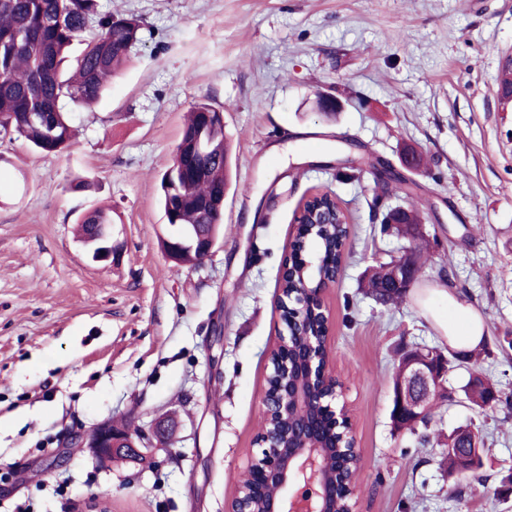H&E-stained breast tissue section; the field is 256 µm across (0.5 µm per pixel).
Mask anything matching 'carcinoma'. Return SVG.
<instances>
[{"label":"carcinoma","mask_w":512,"mask_h":512,"mask_svg":"<svg viewBox=\"0 0 512 512\" xmlns=\"http://www.w3.org/2000/svg\"><path fill=\"white\" fill-rule=\"evenodd\" d=\"M140 20L102 10L99 0H0V132H15L36 149L57 153L67 148L73 137L70 112L97 102L107 83L124 67L131 49L141 41ZM76 41L85 42L82 53L69 55ZM212 111L206 102L196 103L183 126L193 130L200 114ZM37 114L40 119H32ZM217 147L199 160L205 174L191 180L186 193L195 200L212 197L213 193L230 188L233 179L232 149L224 136V126L212 132ZM224 212L203 217L191 203L178 209L176 219L166 220L172 228L171 237L179 239L191 229L204 234L210 225L221 224ZM112 223V210L96 208L86 213L78 225V234L86 241L94 237L95 225ZM345 227L340 224H300L289 243L286 265L294 270L315 261V266L341 267L345 258L342 239ZM398 257L373 267L366 277V294L387 305L405 295L399 289L386 287L388 268ZM485 349L468 352L448 349V371L466 363L468 379L460 387L471 408L485 415L501 411L512 414V391L497 387L478 361ZM302 418L323 433L330 432V417L323 411L308 408ZM432 411L410 420L391 410L396 431L405 430L418 443H431ZM478 442L475 451L465 449L459 441L458 429L436 439L446 449L448 470H467L476 475L483 468L482 450L487 435L481 427L473 428Z\"/></svg>","instance_id":"obj_1"}]
</instances>
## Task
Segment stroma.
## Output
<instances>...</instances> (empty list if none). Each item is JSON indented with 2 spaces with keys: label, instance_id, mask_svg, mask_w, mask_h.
<instances>
[{
  "label": "stroma",
  "instance_id": "obj_1",
  "mask_svg": "<svg viewBox=\"0 0 512 512\" xmlns=\"http://www.w3.org/2000/svg\"><path fill=\"white\" fill-rule=\"evenodd\" d=\"M142 20L129 66L64 153L0 135V512H225L257 452L267 354L291 219L316 190L349 218L347 258L325 294L327 349L360 450L356 512H512V417L463 403L435 429L489 433L486 488L458 490L441 449L395 431L391 375L439 322L481 317L482 368L512 390V0H100ZM328 94L343 107L316 110ZM224 111L236 187L211 255L171 268L160 181L184 116ZM425 164L411 194L359 175L365 154ZM424 216L430 259L397 304L362 279L398 254L386 206ZM112 209L119 260L93 262L74 227ZM456 305H449L444 291ZM173 439L142 464H98L71 445L102 422ZM65 460L53 465L56 453ZM109 496H101V489Z\"/></svg>",
  "mask_w": 512,
  "mask_h": 512
}]
</instances>
